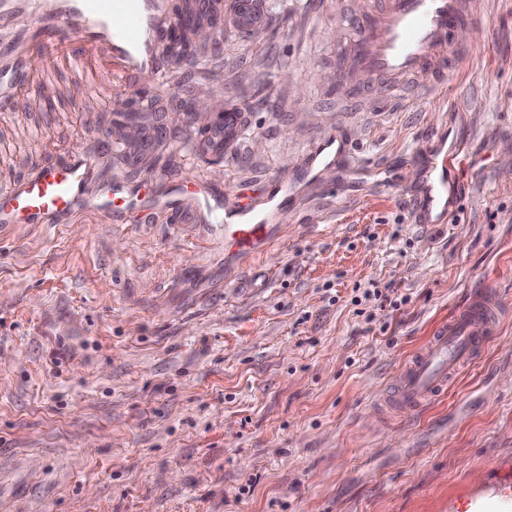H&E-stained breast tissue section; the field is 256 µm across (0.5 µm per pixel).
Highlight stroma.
Listing matches in <instances>:
<instances>
[{
    "label": "stroma",
    "instance_id": "35a3bbf8",
    "mask_svg": "<svg viewBox=\"0 0 512 512\" xmlns=\"http://www.w3.org/2000/svg\"><path fill=\"white\" fill-rule=\"evenodd\" d=\"M373 0H268L262 31L215 44L196 94L243 119L212 163L201 129L173 119L138 169L101 177L165 186L197 175L220 196L296 175L314 141L346 148L299 183L261 254L228 257L220 223L22 224L0 235V512H465L512 501V0H479L470 48L430 98L378 111L336 84L340 15ZM0 124V178L85 146L100 111L83 72ZM463 146L452 214L415 221L416 152ZM406 304L359 316L357 289ZM500 333L426 408L379 401L402 365L476 288Z\"/></svg>",
    "mask_w": 512,
    "mask_h": 512
}]
</instances>
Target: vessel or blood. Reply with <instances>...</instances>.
Masks as SVG:
<instances>
[{"instance_id": "obj_1", "label": "vessel or blood", "mask_w": 512, "mask_h": 512, "mask_svg": "<svg viewBox=\"0 0 512 512\" xmlns=\"http://www.w3.org/2000/svg\"><path fill=\"white\" fill-rule=\"evenodd\" d=\"M206 12H230L240 29H260L264 15L258 0H200ZM355 37L338 48L343 89L357 100L370 80L390 84L402 94L407 80L421 79V93L444 84L465 54L455 33L474 26V0H375L365 12L344 16ZM177 22L159 21L155 0H0V117L20 111L21 102L44 88L46 67L66 64L85 71L109 68L117 86L131 89L164 73L165 50ZM30 46L27 58L15 56L14 41ZM80 48H73V41ZM428 167L415 208L426 216L449 204L460 164L458 151L442 147L425 152ZM95 154L81 148L40 161L34 169L0 184V229L19 224H57L89 211L142 222L163 211L174 224H198L209 198L180 176L160 195L141 186L122 187L94 177ZM260 191L279 203L292 196L290 177L266 180ZM224 250L249 255L272 242L276 227L267 212L256 211L248 190L224 205ZM501 309L496 293L477 288L434 329L432 336L407 360L385 401L395 407L421 409L443 395L463 370L476 363L498 332Z\"/></svg>"}]
</instances>
